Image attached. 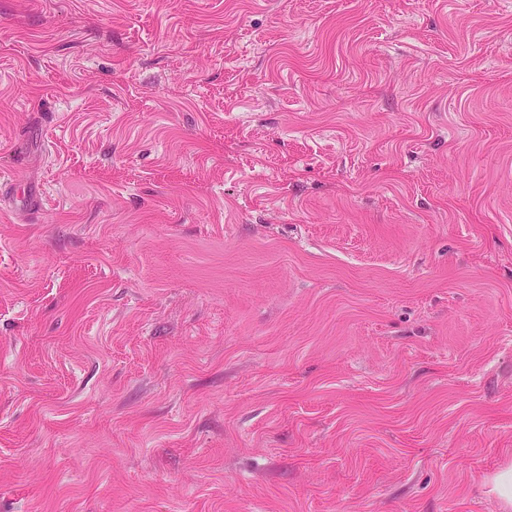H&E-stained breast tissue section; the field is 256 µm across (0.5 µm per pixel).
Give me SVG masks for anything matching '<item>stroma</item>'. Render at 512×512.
<instances>
[{
	"mask_svg": "<svg viewBox=\"0 0 512 512\" xmlns=\"http://www.w3.org/2000/svg\"><path fill=\"white\" fill-rule=\"evenodd\" d=\"M512 0H0V512H504Z\"/></svg>",
	"mask_w": 512,
	"mask_h": 512,
	"instance_id": "1",
	"label": "stroma"
}]
</instances>
